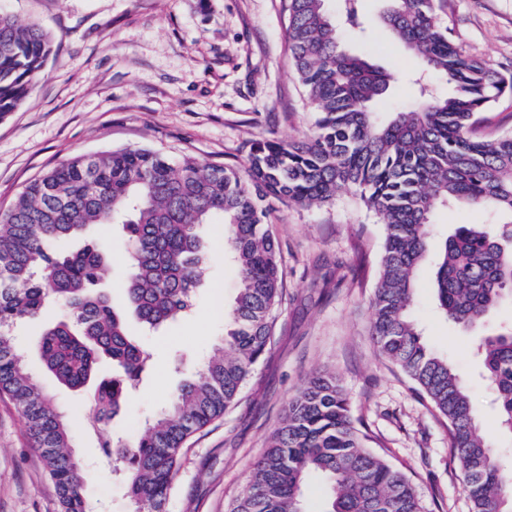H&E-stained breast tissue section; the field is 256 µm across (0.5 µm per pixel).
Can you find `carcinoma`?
I'll return each mask as SVG.
<instances>
[{"mask_svg":"<svg viewBox=\"0 0 512 512\" xmlns=\"http://www.w3.org/2000/svg\"><path fill=\"white\" fill-rule=\"evenodd\" d=\"M324 2L284 0L291 59L316 114L310 140H256L243 172L141 148L76 155L28 183L0 212V393L25 420L60 512H89L87 473L73 454L68 421L15 351V328L49 299L69 310V319L43 331L40 355L73 390L98 380L93 403L103 424L120 413L151 359L128 334L127 318L156 329L192 312L208 260L201 226L216 218L224 225V254L239 274L224 339L134 441H101L121 465L132 512H164L185 443L224 415L274 334L272 312L284 288L268 229L275 203L310 207L344 191L384 228L369 326L374 344L448 421L473 512H512V469L482 433L468 388L448 358L428 348L411 312L417 272L429 260L446 319L474 327L512 302V134H478L481 115L512 93V74L437 24L447 0H384L380 24L422 70L416 108L380 121L370 105L392 75L342 48ZM52 48L40 25L0 9V118L26 98ZM430 76L448 82V95L428 88ZM460 203L502 221L492 232L461 224L431 247L435 210ZM98 224L120 225L127 243L123 308L100 290L105 247L89 241L77 251L63 248ZM477 354L499 428L512 434V325L482 339ZM105 360L123 376L97 379ZM312 474L326 481V512H424L406 475L363 445L329 372L312 377L289 403L234 512H305L302 486Z\"/></svg>","mask_w":512,"mask_h":512,"instance_id":"carcinoma-1","label":"carcinoma"}]
</instances>
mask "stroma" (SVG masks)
<instances>
[{"label": "stroma", "instance_id": "1", "mask_svg": "<svg viewBox=\"0 0 512 512\" xmlns=\"http://www.w3.org/2000/svg\"><path fill=\"white\" fill-rule=\"evenodd\" d=\"M23 22L38 23L53 52L22 104L0 119V209L23 187L78 154L146 148L177 160L190 155L232 168L245 164L250 141H302L315 114L292 64L283 0H0ZM381 0H359L366 37L342 28V44L394 74L372 109L380 119L415 106L408 76L420 66L378 24ZM442 24L472 53L512 70V0H448ZM492 212L458 204L438 208L435 239L461 224H497ZM272 231L286 277L274 310L276 332L235 403L194 434L182 450L165 512H231L253 465L288 404L315 374L335 373L367 448L401 470L425 512H472L449 444L448 422L403 371L374 347L368 333L383 250V228L343 192L318 207L278 205ZM109 248L107 283L124 298L126 257L120 227L94 226ZM211 257L191 317L157 332L131 324L152 353V369L110 421L130 441L170 402L224 335V311L239 284L224 260V231L208 227ZM435 269L417 275L413 316L428 345L447 356L469 387L483 430L512 458V436L500 431L494 394L474 355L482 338L512 322L505 304L474 328L437 310ZM63 307L14 331L17 353L72 428L74 454L88 473L91 512H132L123 484L105 462L88 393L60 385L41 364L37 340ZM56 488L33 448L15 404L0 394V512H58Z\"/></svg>", "mask_w": 512, "mask_h": 512}]
</instances>
